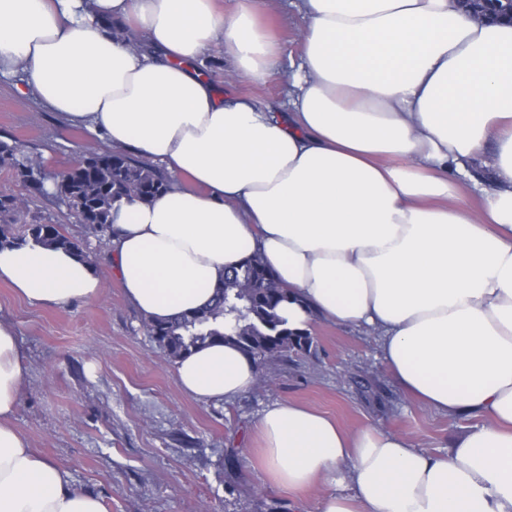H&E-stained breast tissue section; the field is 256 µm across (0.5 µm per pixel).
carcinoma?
<instances>
[{"instance_id":"carcinoma-1","label":"carcinoma","mask_w":512,"mask_h":512,"mask_svg":"<svg viewBox=\"0 0 512 512\" xmlns=\"http://www.w3.org/2000/svg\"><path fill=\"white\" fill-rule=\"evenodd\" d=\"M30 161L20 147L0 143V166L10 167L27 187L40 190L44 178L32 174ZM167 188L168 180L153 165L110 151L74 164L65 180L54 184V195L68 209L84 213L88 226L101 236L107 234L112 209L122 200L150 202ZM24 205L18 196L0 194L1 246L33 242L86 257L84 247L65 236L57 224L25 223L22 233H14L11 225L18 221ZM292 296L274 272L252 256L224 274L212 299L203 307L170 319L148 318L145 328L171 362L213 343H232L264 367L294 355H307L313 348L311 332L288 327L277 312L279 305Z\"/></svg>"}]
</instances>
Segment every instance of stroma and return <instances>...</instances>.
<instances>
[{
  "mask_svg": "<svg viewBox=\"0 0 512 512\" xmlns=\"http://www.w3.org/2000/svg\"><path fill=\"white\" fill-rule=\"evenodd\" d=\"M263 16L281 46L276 74L251 82L220 45L202 68L221 91L278 108L303 52L306 19L297 0H266ZM0 141L40 157L50 174L108 148L103 137L41 106L19 71L0 74ZM0 193L24 198L21 221L61 225L83 244L105 284L94 300L43 308L0 282V318L13 324L28 364L14 426L107 512H293L296 501L318 512L322 488L294 495L272 486L249 451L250 424L274 402L304 403L349 430L382 427L430 453L447 452L476 423L448 421L400 393L371 332L325 322L312 328V354L280 363L237 401L191 398L113 278L105 240L53 193L24 187L12 172L0 170Z\"/></svg>",
  "mask_w": 512,
  "mask_h": 512,
  "instance_id": "obj_1",
  "label": "stroma"
}]
</instances>
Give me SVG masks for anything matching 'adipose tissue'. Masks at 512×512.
<instances>
[{
	"instance_id": "obj_1",
	"label": "adipose tissue",
	"mask_w": 512,
	"mask_h": 512,
	"mask_svg": "<svg viewBox=\"0 0 512 512\" xmlns=\"http://www.w3.org/2000/svg\"><path fill=\"white\" fill-rule=\"evenodd\" d=\"M298 7L304 51L282 112L221 92L198 66L219 43L248 80L274 73L259 0L229 13L216 0H0V74L22 71L60 118L170 172L163 196L112 212L111 266L137 310L201 307L256 255L296 294L289 327L367 329L403 393L477 419L430 454L275 402L253 438L271 484L328 485L318 512H512V23L473 20L458 0ZM488 152L490 180H457ZM0 281L46 308L103 288L74 252L31 242L0 248ZM25 370L0 320V512H106L13 426ZM174 376L194 399L230 403L259 370L224 343L177 360Z\"/></svg>"
}]
</instances>
